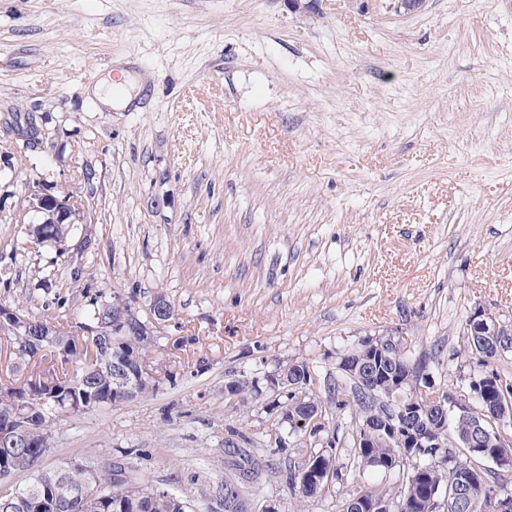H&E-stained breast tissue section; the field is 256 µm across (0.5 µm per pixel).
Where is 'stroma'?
Wrapping results in <instances>:
<instances>
[{"label": "stroma", "instance_id": "1", "mask_svg": "<svg viewBox=\"0 0 512 512\" xmlns=\"http://www.w3.org/2000/svg\"><path fill=\"white\" fill-rule=\"evenodd\" d=\"M390 4L0 0V301L76 316L92 293L145 310L161 289L177 323L158 356L207 361L153 396L62 418L44 467L135 448L149 484L207 512L201 489L230 475L239 431L280 463L250 512H293L285 472L305 454L270 442L273 392L225 397L229 373L304 362L332 402L341 357L368 336L403 337L441 390L482 373L465 319L512 324V0ZM123 79L126 109L90 93ZM20 112L40 150H20ZM55 185L93 207L84 254L30 244L28 200ZM356 423L342 410L314 439L345 442L309 512L404 482L406 467L354 464Z\"/></svg>", "mask_w": 512, "mask_h": 512}]
</instances>
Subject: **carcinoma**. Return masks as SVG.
I'll return each mask as SVG.
<instances>
[{
    "label": "carcinoma",
    "instance_id": "obj_1",
    "mask_svg": "<svg viewBox=\"0 0 512 512\" xmlns=\"http://www.w3.org/2000/svg\"><path fill=\"white\" fill-rule=\"evenodd\" d=\"M69 228V218L59 224H47L40 228V245L51 247L56 239ZM106 298L101 295L90 297L82 322L95 326L99 323L112 322V307L103 305ZM19 314L26 318L18 332L7 330L0 335L7 342L9 358L14 365L27 366L33 361L43 365L37 375H29L23 381L16 380L10 384L0 381V423L6 424L20 416L29 418L28 427L22 431L21 447L5 450L0 447V474L13 477L15 466L21 465L27 480L24 485L0 490V512H31L27 501L43 494L45 488L50 490L52 507L45 512H84L85 504H98L97 512H174L173 497L182 496V490L169 487L165 492H150V496L142 501L130 494L129 484H145L143 471L139 467L140 453L132 448L122 458L132 461V468L126 470L128 478L117 480L112 477L111 470H99L92 475L87 470L88 464L83 461H69L61 472L47 470L42 461L53 448L52 428L55 421L68 415H82L105 406H114L126 401L122 395L112 394V368H98V363L87 361L89 348L95 354L112 360L114 356H137L142 359L151 357L157 348V338L144 336L139 326L128 323L123 329L99 337V341L89 344V337L74 336L60 333L56 336L46 332L45 323L48 318L29 311L21 310ZM469 353L479 357L484 363L500 360L501 353L496 351L492 343L483 346L476 344L475 338L462 333ZM391 360L383 366L386 377L400 380H416L422 369L421 364L407 353L396 350L390 354ZM496 380V391L492 393V402L498 397L508 395L512 398V378L499 370L492 371ZM230 378L236 383V395L245 400L257 392L255 381L249 375L232 374ZM352 375L342 371L341 384L336 386V408H331L313 397L305 396L296 402V415L320 417L323 425H329L334 419L333 410L348 407L345 396L352 391ZM353 408L357 416V426L361 427L374 413L378 412V403L370 395L353 399ZM495 418L491 410L482 415H457L450 421V429L454 438L465 444L468 436L476 426L485 429L492 427L490 420ZM369 447L354 446V459L360 468L374 471H391L390 465L400 457V443L389 438L381 430L371 431L367 438ZM240 468L248 465V471L255 469H272L273 463L261 456L238 453ZM464 451L448 452V448H429L424 455L421 466L424 470L413 483L401 485L398 489L384 485L372 484L365 489V496L392 502V512H430V494L437 488H443L453 471L465 464H473ZM307 462L302 460L297 468L286 474V482L296 492L301 501L306 502L317 497L320 489L304 479Z\"/></svg>",
    "mask_w": 512,
    "mask_h": 512
}]
</instances>
